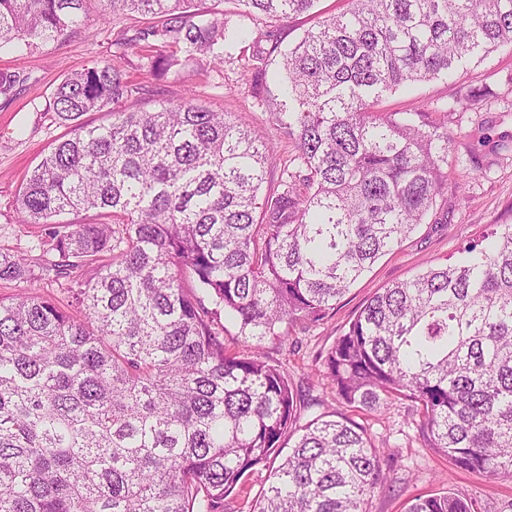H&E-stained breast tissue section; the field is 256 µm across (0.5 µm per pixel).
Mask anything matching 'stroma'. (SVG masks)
Segmentation results:
<instances>
[{
	"instance_id": "1",
	"label": "stroma",
	"mask_w": 512,
	"mask_h": 512,
	"mask_svg": "<svg viewBox=\"0 0 512 512\" xmlns=\"http://www.w3.org/2000/svg\"><path fill=\"white\" fill-rule=\"evenodd\" d=\"M346 7V0H317L309 13L287 21H256L240 53L221 66L182 51L179 65L160 77L147 73L143 58L136 54L130 55L124 69L140 90L141 110L151 111L160 102L175 103L192 93L215 111L240 115L257 138L273 146L270 181L276 185L295 155L292 140L274 117L282 100V55L320 18ZM142 25L134 17L102 19L96 0H89L80 31L18 54L0 53V71L25 77L10 94H0L1 251L23 255L34 267L43 260L40 243L50 227L22 222L17 194L54 141L69 132L48 110L52 91L68 74L108 57L123 31ZM462 83L484 90L485 99L467 109L456 105L459 84L440 79L422 84L413 95L401 91L387 95L381 105L385 112L423 111L425 122L447 127L454 139L447 201L439 207L437 223L421 225L400 249L377 261L322 324L305 332L291 329L284 343L265 344L270 359L287 362L294 385L309 388L318 398V405L305 411V419L322 413L323 403L333 398L328 382L316 372V354L334 344L368 297L458 257L493 225L512 224V52L504 50L469 63ZM356 420L366 426L376 446L392 453L385 489L373 497L370 512H403L409 500L443 491L471 498L476 512H512V480L486 481L425 448L414 403L400 401L385 413H363Z\"/></svg>"
}]
</instances>
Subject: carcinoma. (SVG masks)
I'll list each match as a JSON object with an SVG mask.
<instances>
[{"label":"carcinoma","instance_id":"carcinoma-1","mask_svg":"<svg viewBox=\"0 0 512 512\" xmlns=\"http://www.w3.org/2000/svg\"><path fill=\"white\" fill-rule=\"evenodd\" d=\"M100 0L103 17L155 22L64 77L49 108L71 135L22 184L23 221L62 224L43 270L84 316L26 292L0 298V512H227L247 473L281 457L251 512H370L384 452L344 408H420L426 446L456 467L512 479V225L458 261L382 288L322 362L338 407L306 404L263 353L281 327L318 323L383 256L437 214L448 129L378 110L382 97L453 78L512 49V0H348L283 59L275 118L296 166L262 193L272 148L240 117L190 94L138 108L116 60L159 43L223 65L244 22L284 21L317 0ZM86 0H0V49L54 42ZM88 112H108L88 124ZM83 273L77 275L75 271ZM0 280L32 284L0 252ZM249 342L230 353L225 323ZM286 456H281L283 449ZM406 512H475L455 493Z\"/></svg>","mask_w":512,"mask_h":512}]
</instances>
